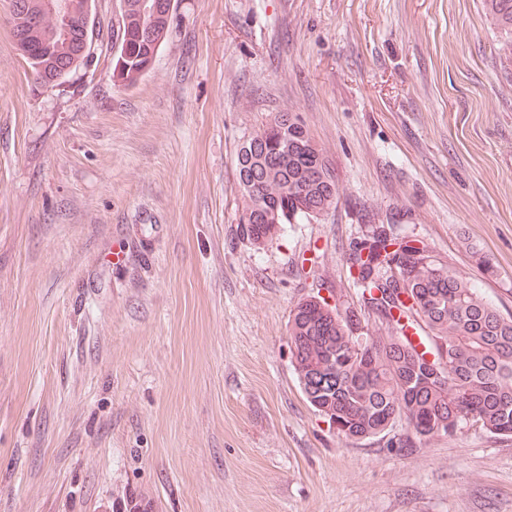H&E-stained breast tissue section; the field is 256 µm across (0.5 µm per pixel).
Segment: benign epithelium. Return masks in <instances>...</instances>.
I'll use <instances>...</instances> for the list:
<instances>
[{"label":"benign epithelium","instance_id":"7a95c632","mask_svg":"<svg viewBox=\"0 0 512 512\" xmlns=\"http://www.w3.org/2000/svg\"><path fill=\"white\" fill-rule=\"evenodd\" d=\"M10 14L25 18L23 27L15 36V44L36 72L40 73L37 83L48 87L61 79L65 72L76 64L95 55L96 38L93 33L92 0H40L33 5L30 0H9ZM134 9L142 16H158L173 13L174 0H138L131 7L121 2V12ZM52 13L59 22V37L73 46L71 63L57 68L53 65L55 47L53 41L42 34V15Z\"/></svg>","mask_w":512,"mask_h":512}]
</instances>
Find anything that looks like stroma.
<instances>
[{"instance_id":"35a3bbf8","label":"stroma","mask_w":512,"mask_h":512,"mask_svg":"<svg viewBox=\"0 0 512 512\" xmlns=\"http://www.w3.org/2000/svg\"><path fill=\"white\" fill-rule=\"evenodd\" d=\"M119 10L94 0L100 50L44 87L0 0V512H512V436L346 439L288 346L299 301L356 308L345 252L381 222L512 316V76L482 0H175L128 88ZM288 111L337 203L257 248L237 152Z\"/></svg>"}]
</instances>
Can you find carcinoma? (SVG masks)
Instances as JSON below:
<instances>
[{"mask_svg":"<svg viewBox=\"0 0 512 512\" xmlns=\"http://www.w3.org/2000/svg\"><path fill=\"white\" fill-rule=\"evenodd\" d=\"M512 62V0H483ZM171 33L164 17L125 24L123 64L112 79L132 87L156 45ZM239 148L238 223L250 243L266 245L279 226L317 219L335 205L338 186L323 149L291 112H281ZM360 309L380 327L363 336L354 311L340 314L319 297L298 302L288 322L292 364L309 403L331 411L346 439L376 437L403 421L430 442L468 423L512 435V317L503 316L422 239L373 224L349 246ZM434 361L427 364L426 356Z\"/></svg>","mask_w":512,"mask_h":512,"instance_id":"obj_1","label":"carcinoma"}]
</instances>
